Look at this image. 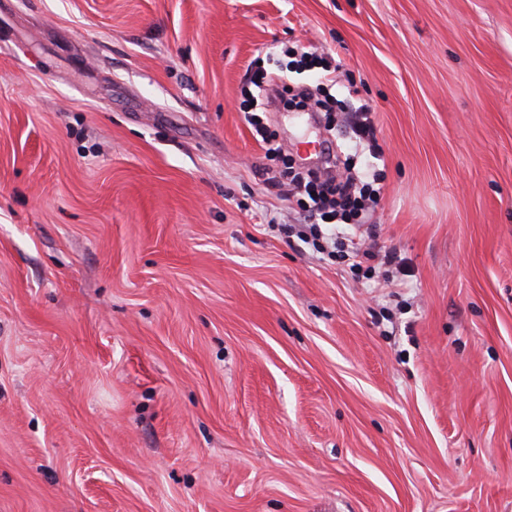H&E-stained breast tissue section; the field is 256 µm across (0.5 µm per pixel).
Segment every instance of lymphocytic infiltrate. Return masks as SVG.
I'll use <instances>...</instances> for the list:
<instances>
[{"mask_svg":"<svg viewBox=\"0 0 512 512\" xmlns=\"http://www.w3.org/2000/svg\"><path fill=\"white\" fill-rule=\"evenodd\" d=\"M250 82L261 91L269 105L294 101L304 108L314 102L320 110L329 113L337 105L335 96L329 94L316 99L311 85L293 81L284 71L270 74L259 69L253 73ZM253 129L266 146L267 162L261 168L265 184L315 218L311 224L284 225L287 237L297 238L317 253L348 261L353 269H361L364 254L356 233L381 197L382 171L370 168L363 174H356L353 158L336 154L334 143L329 139L321 145V165L297 168L279 149L272 147L274 133L267 124L254 121Z\"/></svg>","mask_w":512,"mask_h":512,"instance_id":"lymphocytic-infiltrate-1","label":"lymphocytic infiltrate"}]
</instances>
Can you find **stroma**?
Masks as SVG:
<instances>
[{"instance_id": "35a3bbf8", "label": "stroma", "mask_w": 512, "mask_h": 512, "mask_svg": "<svg viewBox=\"0 0 512 512\" xmlns=\"http://www.w3.org/2000/svg\"><path fill=\"white\" fill-rule=\"evenodd\" d=\"M300 48L398 284L267 224ZM0 512H512V0H0ZM250 83L263 93L265 102H261V104L265 105V112L268 111V107L276 103V97L284 104L288 103V101L295 102L296 106H300L301 108H306L311 99L316 98L315 103L320 110L314 112L326 111V113H324V127L329 132L334 129V127H332V123L334 122V119H332L333 113L331 112L336 109V105L343 103V101L336 100L335 96L325 94L323 99H320L316 97L311 85L293 81L285 71L268 75L266 70L258 68L253 73ZM296 100L298 101L296 102ZM344 114L352 132L349 145L358 148L365 143L371 152V148L377 146V127L373 107L365 100L359 99L358 105L354 106L351 112Z\"/></svg>"}]
</instances>
